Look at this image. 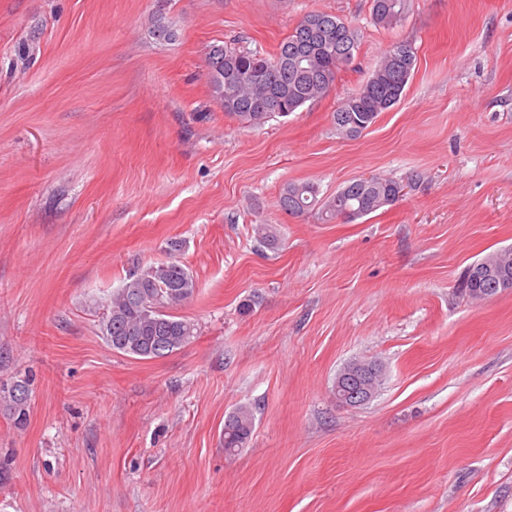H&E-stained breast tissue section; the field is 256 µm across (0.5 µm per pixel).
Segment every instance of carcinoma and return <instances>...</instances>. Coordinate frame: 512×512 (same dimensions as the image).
<instances>
[{"instance_id": "cac0c4a2", "label": "carcinoma", "mask_w": 512, "mask_h": 512, "mask_svg": "<svg viewBox=\"0 0 512 512\" xmlns=\"http://www.w3.org/2000/svg\"><path fill=\"white\" fill-rule=\"evenodd\" d=\"M410 0H372L373 22L393 28L405 19ZM152 34L158 41L177 39L176 30L163 15L152 19ZM360 42L358 30L348 21L321 11L306 13L271 56L228 45H213L208 52L209 84L213 100L224 113L247 127L265 124L278 112L270 107L275 97L295 112L323 97L337 74L349 65ZM416 64L414 48L397 43L384 53L372 76L333 113L336 132L354 138L371 127L383 112L402 98ZM399 182L380 176L351 180L330 196L320 195L312 182L290 181L283 185L278 206L288 215L318 210L328 220L353 222L390 206L402 197ZM255 235L270 248L278 236L271 224H257ZM467 298L485 300L499 293L495 279L463 275L459 284ZM196 281L176 259L143 264L104 301L100 321L102 336L113 350L136 359H154L148 351L153 340L166 345L169 355L188 344L194 324L174 311L195 294ZM31 379L28 376L0 380V403L15 423L29 415ZM254 429V413L240 406L224 421V448L244 447Z\"/></svg>"}]
</instances>
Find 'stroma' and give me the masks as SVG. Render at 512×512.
Masks as SVG:
<instances>
[{"mask_svg": "<svg viewBox=\"0 0 512 512\" xmlns=\"http://www.w3.org/2000/svg\"><path fill=\"white\" fill-rule=\"evenodd\" d=\"M313 10L360 29L352 65L288 116H226L210 47L273 54ZM397 42L403 97L339 136ZM369 175L404 196L350 223L278 207L286 182ZM510 247L512 0H412L391 29L371 0H0V379L35 376L25 425L0 407V512H512V289H457ZM172 256L190 343L112 350L104 298ZM356 359L385 377L351 408ZM471 266V265H470ZM469 266V267H470ZM466 269L459 288L461 293L470 300H485L488 297L495 296L499 293L497 283L494 278H474L468 276V269ZM379 379L380 371L375 364L357 363L337 375L335 391L341 393L337 395L346 406H361L373 399ZM254 413L248 406H240L224 421V448L235 451L249 441L254 429Z\"/></svg>", "mask_w": 512, "mask_h": 512, "instance_id": "1", "label": "stroma"}]
</instances>
